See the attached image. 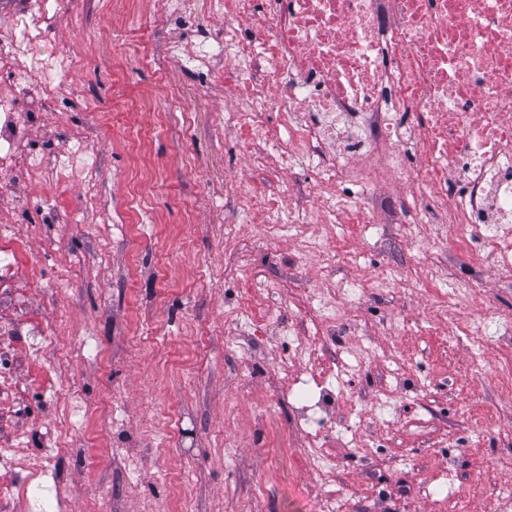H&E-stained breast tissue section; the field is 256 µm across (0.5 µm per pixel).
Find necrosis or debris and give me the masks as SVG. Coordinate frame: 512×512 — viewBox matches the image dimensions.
<instances>
[{
  "mask_svg": "<svg viewBox=\"0 0 512 512\" xmlns=\"http://www.w3.org/2000/svg\"><path fill=\"white\" fill-rule=\"evenodd\" d=\"M19 36L0 43V79L15 44L30 50L28 81L0 97V172L45 177L44 142L26 116L68 110L67 57L37 53L62 0H7ZM224 30L193 59L221 62L238 97L226 123L243 153L274 148L284 170L315 169L308 207H350L369 223L377 189L405 185L404 223H442L437 239L480 240L512 269V0H219ZM287 136L260 117L266 98Z\"/></svg>",
  "mask_w": 512,
  "mask_h": 512,
  "instance_id": "necrosis-or-debris-1",
  "label": "necrosis or debris"
}]
</instances>
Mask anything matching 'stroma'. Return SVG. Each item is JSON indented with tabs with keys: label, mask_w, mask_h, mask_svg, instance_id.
<instances>
[{
	"label": "stroma",
	"mask_w": 512,
	"mask_h": 512,
	"mask_svg": "<svg viewBox=\"0 0 512 512\" xmlns=\"http://www.w3.org/2000/svg\"><path fill=\"white\" fill-rule=\"evenodd\" d=\"M48 51L68 57L74 106L30 122L68 150L84 137L92 182L0 193L15 255L0 292V448L42 465L34 501L70 489L69 512H291L270 475L332 501L333 512H512V391L495 383L512 357V270L474 294L464 257L431 224H391L403 192L380 188L372 224L331 217L323 245L293 233L299 201L275 154L247 161L224 111L223 77L190 59L221 35L213 0H70ZM272 200L257 222L238 212L226 175ZM55 199L61 223L44 220ZM27 210H19L18 201ZM334 248L323 275L321 246ZM445 269L428 280L419 248ZM264 264L268 296L248 303L224 275ZM361 303L332 300L362 272ZM335 306V335L315 355L287 343L289 292ZM264 312L260 337L235 317ZM335 367L318 435L290 426L282 380Z\"/></svg>",
	"instance_id": "1"
}]
</instances>
